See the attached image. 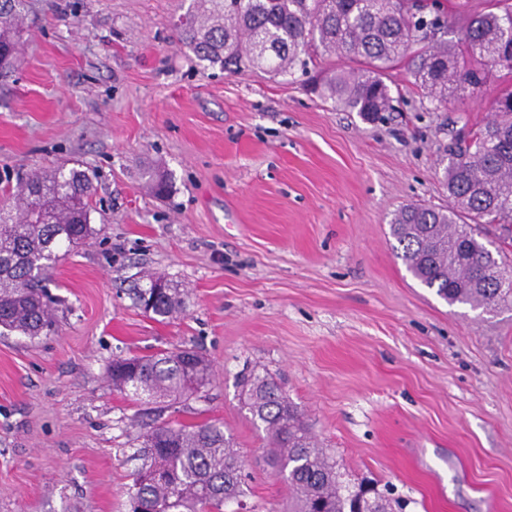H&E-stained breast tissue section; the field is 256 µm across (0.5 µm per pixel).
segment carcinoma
I'll return each instance as SVG.
<instances>
[{
    "mask_svg": "<svg viewBox=\"0 0 512 512\" xmlns=\"http://www.w3.org/2000/svg\"><path fill=\"white\" fill-rule=\"evenodd\" d=\"M25 0H0V63L13 69L23 33ZM440 0H196L180 27L197 59L232 74L265 66L275 75L306 67L321 52L357 63L331 70L321 96L336 109L376 120L393 110L385 72L407 57L411 74L434 109L466 86L483 83L512 53V3L493 0L469 16L458 42L436 39L451 24ZM493 117L443 167L449 205L401 208L391 224L397 257L425 287L450 304L474 309L512 306L501 287V262L479 225L512 224V91L492 103ZM83 171L36 172L0 208V329L34 339L53 331L55 309L47 289L64 246L85 243L94 230ZM144 312L169 319L186 307L176 287L138 289ZM212 366L192 348L112 360V388L144 404L178 403L210 384ZM244 406L268 439L267 458L288 490L283 512H392L382 496L347 493L336 465L315 441L304 416L269 375L244 378ZM142 464L129 488L131 512H224L242 503L244 461L220 422L201 425L153 420L141 435Z\"/></svg>",
    "mask_w": 512,
    "mask_h": 512,
    "instance_id": "carcinoma-1",
    "label": "carcinoma"
}]
</instances>
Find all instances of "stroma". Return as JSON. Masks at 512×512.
<instances>
[{"instance_id":"obj_1","label":"stroma","mask_w":512,"mask_h":512,"mask_svg":"<svg viewBox=\"0 0 512 512\" xmlns=\"http://www.w3.org/2000/svg\"><path fill=\"white\" fill-rule=\"evenodd\" d=\"M191 5L26 0L0 76V194L35 170L86 171L95 233L51 273L55 333L0 335V512H128L149 418L109 367L182 347L211 383L164 416L232 433L247 494L226 512H280L288 495L243 407L247 368L298 404L349 491L512 512V309L448 304L390 233L405 205L447 207L440 159L512 78L493 71L437 111L402 62L396 109L372 122L308 92L314 66L203 67L179 37ZM147 272L187 291L183 313L136 305Z\"/></svg>"}]
</instances>
